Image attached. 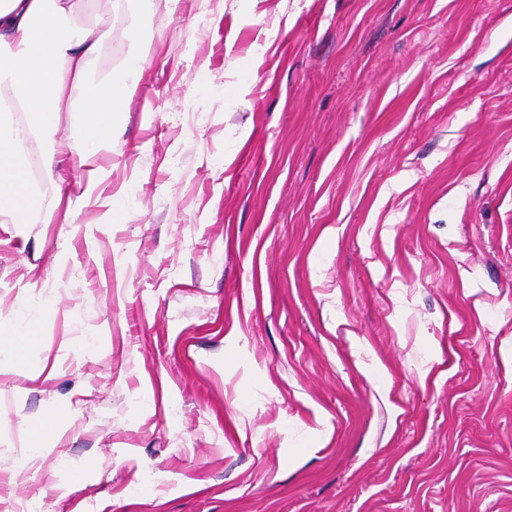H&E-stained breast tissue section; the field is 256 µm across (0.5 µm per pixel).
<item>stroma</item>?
Listing matches in <instances>:
<instances>
[{
    "mask_svg": "<svg viewBox=\"0 0 512 512\" xmlns=\"http://www.w3.org/2000/svg\"><path fill=\"white\" fill-rule=\"evenodd\" d=\"M80 18L147 64L0 215V512H512V0Z\"/></svg>",
    "mask_w": 512,
    "mask_h": 512,
    "instance_id": "obj_1",
    "label": "stroma"
}]
</instances>
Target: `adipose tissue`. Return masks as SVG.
<instances>
[{
	"label": "adipose tissue",
	"mask_w": 512,
	"mask_h": 512,
	"mask_svg": "<svg viewBox=\"0 0 512 512\" xmlns=\"http://www.w3.org/2000/svg\"><path fill=\"white\" fill-rule=\"evenodd\" d=\"M104 41L97 24L78 19L75 0H0V214L13 223H41L61 201L34 185L23 145L46 143L62 113L79 114L86 135L75 151L87 182L98 180L91 161L111 143L115 117L145 69L133 50L118 69L87 81ZM8 98L24 113V126L6 112Z\"/></svg>",
	"instance_id": "obj_1"
}]
</instances>
